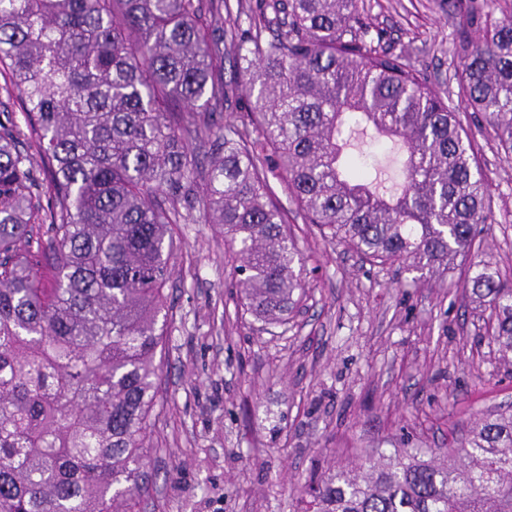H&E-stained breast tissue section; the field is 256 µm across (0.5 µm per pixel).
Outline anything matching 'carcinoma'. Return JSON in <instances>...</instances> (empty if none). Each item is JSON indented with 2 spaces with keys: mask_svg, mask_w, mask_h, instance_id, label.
Masks as SVG:
<instances>
[{
  "mask_svg": "<svg viewBox=\"0 0 512 512\" xmlns=\"http://www.w3.org/2000/svg\"><path fill=\"white\" fill-rule=\"evenodd\" d=\"M452 6L461 101L511 161L512 0ZM231 21L229 0H0V88L33 138L4 113L0 512H135L149 494L172 225L194 210L224 225L244 311L270 325L303 284L269 172L306 223L372 262L446 266L492 223L474 138L367 39L359 0H256L246 55ZM241 95L254 139L216 119ZM356 130L397 147L396 188L355 164ZM44 223L49 252L20 256ZM465 290L511 363L512 279L485 262ZM303 491L301 512H512V412L477 418L456 448L377 451Z\"/></svg>",
  "mask_w": 512,
  "mask_h": 512,
  "instance_id": "obj_1",
  "label": "carcinoma"
}]
</instances>
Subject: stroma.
I'll return each instance as SVG.
<instances>
[{
	"label": "stroma",
	"mask_w": 512,
	"mask_h": 512,
	"mask_svg": "<svg viewBox=\"0 0 512 512\" xmlns=\"http://www.w3.org/2000/svg\"><path fill=\"white\" fill-rule=\"evenodd\" d=\"M371 32L456 92L448 0H364ZM478 145L494 221L448 269L373 266L305 223L280 177L268 183L305 258L304 288L284 325L236 300L237 259L224 228L176 232L160 397L150 416V497L138 512H295L298 490L373 451L457 445L473 417L512 407V365L464 292L478 264L512 278V161L483 123Z\"/></svg>",
	"instance_id": "35a3bbf8"
}]
</instances>
